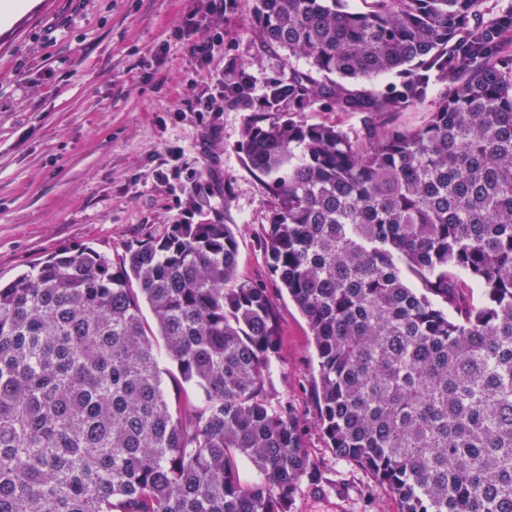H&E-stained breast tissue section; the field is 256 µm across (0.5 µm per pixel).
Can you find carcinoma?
Here are the masks:
<instances>
[{
	"instance_id": "obj_1",
	"label": "carcinoma",
	"mask_w": 512,
	"mask_h": 512,
	"mask_svg": "<svg viewBox=\"0 0 512 512\" xmlns=\"http://www.w3.org/2000/svg\"><path fill=\"white\" fill-rule=\"evenodd\" d=\"M370 2L253 0L259 41L322 76L266 78L244 131L269 268L308 320L334 454L398 512H512V5ZM432 79L428 120L389 126ZM226 84L253 101L249 70ZM317 107L364 114L367 139L301 119ZM201 193L200 219L117 262L66 251L0 284V512H292L311 459L268 387L277 312Z\"/></svg>"
}]
</instances>
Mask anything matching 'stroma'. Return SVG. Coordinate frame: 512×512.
Returning <instances> with one entry per match:
<instances>
[{
	"label": "stroma",
	"instance_id": "35a3bbf8",
	"mask_svg": "<svg viewBox=\"0 0 512 512\" xmlns=\"http://www.w3.org/2000/svg\"><path fill=\"white\" fill-rule=\"evenodd\" d=\"M192 0H36L0 26V281L48 258L90 247L109 257L161 237L185 210L194 181L233 228L238 275L266 289L281 347L272 393L300 418L313 465L293 512H397L393 493L328 448L315 398L314 347L298 306L272 276L265 248L271 210L241 149L255 108L224 102L194 112V89L230 63L287 77L305 61L253 33L251 0H234L188 38L174 30ZM224 41L206 65L193 43ZM169 43L167 54L154 49Z\"/></svg>",
	"mask_w": 512,
	"mask_h": 512
}]
</instances>
